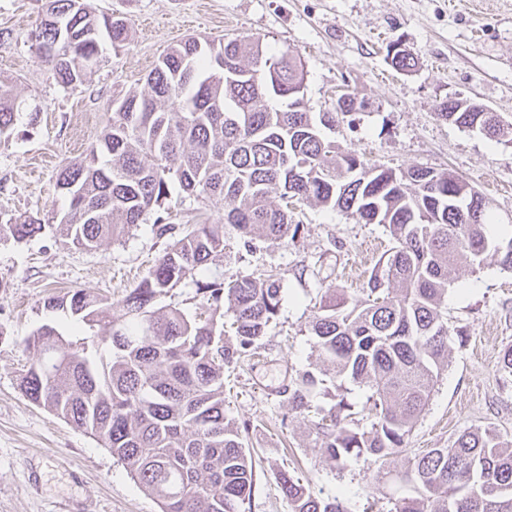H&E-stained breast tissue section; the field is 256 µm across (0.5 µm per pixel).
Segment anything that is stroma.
<instances>
[{
  "instance_id": "obj_1",
  "label": "stroma",
  "mask_w": 512,
  "mask_h": 512,
  "mask_svg": "<svg viewBox=\"0 0 512 512\" xmlns=\"http://www.w3.org/2000/svg\"><path fill=\"white\" fill-rule=\"evenodd\" d=\"M46 0H0V79L24 110L0 139V224L32 215L43 233L22 241L0 237V512H160L95 438L33 403L21 388L33 353L28 336L50 324L86 339L94 361L108 359V328L75 329L71 317L44 300L90 288L109 302L122 299L163 253L156 212L121 240L86 250L66 243L56 226L66 201L56 189L61 165L85 156L112 116L114 100L142 90L154 63L171 45L195 36L263 41L298 55L307 70L312 112H331L344 93L364 106L353 123L324 129L342 149L396 170H449L490 198L493 223L512 225V144H498L442 120L446 98L482 102L512 120V0H89L96 13L125 18L130 42L104 46L84 87L63 90L29 35ZM414 54L400 73L387 60L389 42ZM289 208L303 229L296 240L224 242L211 265L224 279L262 278L281 271L282 301L254 356L224 370V411L252 454L254 488L245 512H292L278 484L288 471L321 496L340 497L348 512H390L404 489L377 480L382 465L364 455L343 466L316 448L310 416L291 411L284 392L315 362L310 324L323 293L365 286L393 245L383 225L359 224L307 203ZM445 312L454 329L447 370L406 447L389 464L403 470L415 454L447 448L463 432L492 427L512 438V375L500 372L512 346V272L494 257L464 265L448 291Z\"/></svg>"
}]
</instances>
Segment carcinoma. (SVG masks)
Wrapping results in <instances>:
<instances>
[{"label": "carcinoma", "mask_w": 512, "mask_h": 512, "mask_svg": "<svg viewBox=\"0 0 512 512\" xmlns=\"http://www.w3.org/2000/svg\"><path fill=\"white\" fill-rule=\"evenodd\" d=\"M113 52L128 44L125 20L98 15L87 0H48L32 39L49 78L65 90L82 86L100 62L101 37ZM307 71L286 50L231 38L215 47L187 39L158 61L140 92L125 97L104 127L99 148L57 172L67 200L57 229L72 245L96 249L118 241L152 210L167 241L163 254L116 305L77 288L45 301L92 328L108 325L110 360L100 364L86 342L68 340L44 324L27 339L34 352L22 378L26 395L72 427L95 437L131 477L157 498L161 512H244L254 474L239 427L224 412V366L259 348L281 306V274L272 267L257 281L224 279L206 266L236 233L253 241L296 239L286 203L338 210L360 224H382L394 246L367 298L343 289L321 296L311 322L321 365L300 372L288 404L310 411L318 388L332 385L339 400L313 422L315 447L337 465L370 455L388 462L405 445L448 366L450 328L443 308L456 270L481 266L492 253L512 271V234L490 235L489 201L457 175L375 165L326 139L361 109L355 97L315 121L304 98ZM437 115L497 144H512V121L495 112ZM20 102L0 82V137L14 130ZM224 209L215 224H178L171 189ZM45 225L30 216L0 224V235L24 240ZM191 280L207 316L155 310V299ZM232 334L214 315L224 301ZM367 389L369 427L341 393L345 381ZM397 478L413 487L390 512H512V439L491 429L465 432L449 448L414 456ZM293 512H348L337 497H319L299 479L278 475Z\"/></svg>", "instance_id": "cac0c4a2"}]
</instances>
